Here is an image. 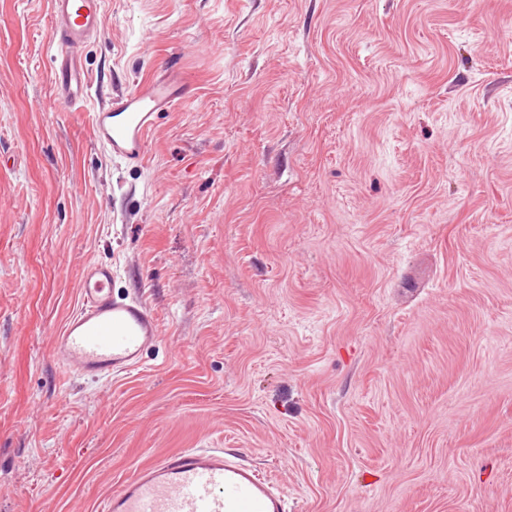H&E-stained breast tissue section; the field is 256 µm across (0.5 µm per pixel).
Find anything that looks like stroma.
Returning <instances> with one entry per match:
<instances>
[{"label":"stroma","mask_w":512,"mask_h":512,"mask_svg":"<svg viewBox=\"0 0 512 512\" xmlns=\"http://www.w3.org/2000/svg\"><path fill=\"white\" fill-rule=\"evenodd\" d=\"M82 111L49 0H0V512H98L221 448L288 512H512V0H103ZM176 64L142 163L89 115ZM161 342L52 340L90 262Z\"/></svg>","instance_id":"stroma-1"}]
</instances>
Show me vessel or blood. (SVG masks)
Wrapping results in <instances>:
<instances>
[{
  "label": "vessel or blood",
  "mask_w": 512,
  "mask_h": 512,
  "mask_svg": "<svg viewBox=\"0 0 512 512\" xmlns=\"http://www.w3.org/2000/svg\"><path fill=\"white\" fill-rule=\"evenodd\" d=\"M103 0H51V33L58 53L53 98L77 108L89 87L79 52L99 33ZM181 69L119 92L91 116L96 142L109 156L142 162L149 131L161 113L191 97ZM112 267L85 265L82 302L53 339L54 359L69 375L107 382L137 368L160 342L151 305L139 294L113 296ZM103 512H288L271 479L221 448H187L138 468L106 495Z\"/></svg>",
  "instance_id": "b4317fda"
}]
</instances>
